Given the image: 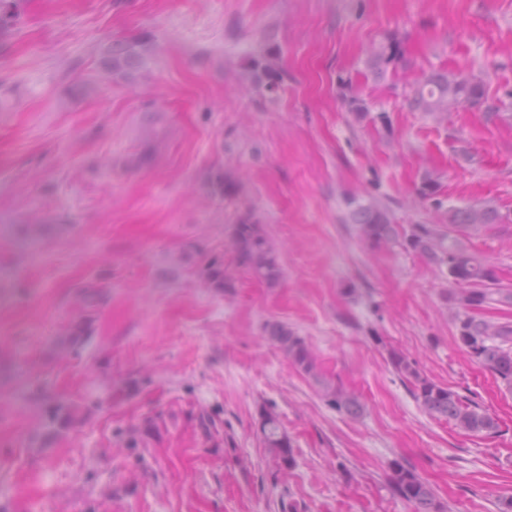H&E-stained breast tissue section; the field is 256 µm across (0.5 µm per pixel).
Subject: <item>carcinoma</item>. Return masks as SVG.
Listing matches in <instances>:
<instances>
[{
    "mask_svg": "<svg viewBox=\"0 0 512 512\" xmlns=\"http://www.w3.org/2000/svg\"><path fill=\"white\" fill-rule=\"evenodd\" d=\"M22 5L23 0H0V9L8 13V19H0L1 36L8 35L17 25ZM154 49V41L149 36L133 42L114 41L105 50V71L123 78L149 59ZM403 58L400 41L388 37L369 51L366 67L372 75L381 78L389 66L402 62ZM276 59V53L271 49L251 58L254 82L269 94L276 92L282 81ZM408 101L414 110L434 116H441L461 105L483 104L488 120L494 121L500 117L499 107L487 103L481 82L452 71L422 75L408 95ZM208 187L216 197L233 191V185L221 170L210 176ZM348 205L352 206L350 221L358 226L362 239L375 244L391 240L393 225L387 208L375 202L358 204L354 198L349 200ZM506 219L508 216L502 215L488 203L451 209L448 211V231L441 232L428 224H417L406 239V244L437 267L446 268L448 278L463 286L456 296L458 339L475 361L512 390V325H495L473 314V310L491 301L493 295L501 293V289L497 288V279L492 270L452 236L460 228L476 231L486 224H500ZM234 246L240 265L256 278L270 285L279 281L281 268L277 255L251 217L240 219L236 225ZM265 332L295 366L321 383L325 396L336 410L350 415L362 410L357 394L320 378L315 353L288 325L269 322ZM391 360L397 371L411 382L415 399L428 414L444 417L468 433H498L497 421L480 411L477 403L422 375L405 356L395 353ZM260 432L266 448L280 467L284 470L290 468L294 464L292 443L273 412L265 410L261 413ZM390 469L393 495L412 504L415 512H440L432 489L407 463L395 459L390 463Z\"/></svg>",
    "mask_w": 512,
    "mask_h": 512,
    "instance_id": "obj_1",
    "label": "carcinoma"
}]
</instances>
